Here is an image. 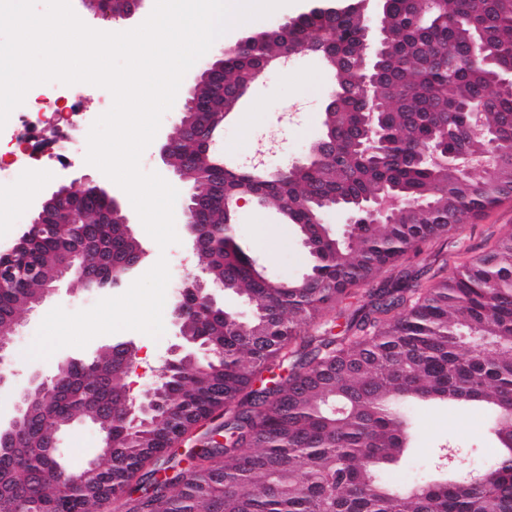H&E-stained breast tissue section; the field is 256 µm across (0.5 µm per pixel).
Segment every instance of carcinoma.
I'll use <instances>...</instances> for the list:
<instances>
[{
  "instance_id": "1",
  "label": "carcinoma",
  "mask_w": 512,
  "mask_h": 512,
  "mask_svg": "<svg viewBox=\"0 0 512 512\" xmlns=\"http://www.w3.org/2000/svg\"><path fill=\"white\" fill-rule=\"evenodd\" d=\"M360 24L338 5L224 56L202 93L211 110L231 114L247 99L234 88L285 45L327 43L341 64L342 95L325 123L336 153L282 175L227 162L211 183L178 175L203 198V229L227 243L197 264L248 303L249 317L180 297L185 331L213 355L170 371L168 409L135 434L123 417L126 343L69 359L49 381L54 399L0 452V512H102L114 501L124 512H512V232L431 284L401 267L512 193V90L493 79L512 73V0H443L434 12L424 0H392L380 25L396 49L378 81L389 146L376 157L352 150L368 140L360 113L371 107L356 71ZM458 156L484 176L444 163ZM246 191L310 240L307 277H271L237 242L238 214L224 199ZM386 191L399 197L389 224L338 234L309 222L316 195L352 205ZM71 205L94 224L90 260L102 265L78 288L125 286L141 264L139 241L107 223V203L85 189L72 191ZM70 234L25 230L27 264L62 272ZM39 293L37 282L5 281L0 325L16 323ZM338 311L347 317L336 334ZM427 402L486 410L496 447L483 480H467L450 447L436 457L452 478H395L414 437L411 407ZM98 411L110 417L112 448L95 477L65 494L66 474L81 465L51 438Z\"/></svg>"
}]
</instances>
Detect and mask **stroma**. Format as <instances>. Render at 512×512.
I'll list each match as a JSON object with an SVG mask.
<instances>
[{
	"mask_svg": "<svg viewBox=\"0 0 512 512\" xmlns=\"http://www.w3.org/2000/svg\"><path fill=\"white\" fill-rule=\"evenodd\" d=\"M332 87L331 73L320 61L309 56L294 57L290 64L270 72L255 84L245 105L225 124L222 144L227 149V157L239 167L270 168L282 166L301 155L320 132L323 102ZM43 137V152L31 160L32 167L39 170L38 192L42 195L61 181L56 177V157L66 146L53 119H46ZM62 181L76 189L92 183L103 184L118 198L128 216L136 214L128 203L127 194L106 179L98 168L87 164L84 154L71 155L67 176ZM132 230L145 251L142 270H149L162 257L166 258L170 271L184 275L194 270L190 238L184 224L175 226L178 243L164 249L159 248L142 224H133ZM511 232L512 197L509 196L477 220L463 225L454 236L432 242L426 261L420 265L422 281L431 280L442 266L454 267L465 258L481 254ZM237 237L239 244L265 266L269 276L291 279L307 269L308 254L299 237L290 225L280 223L271 210L254 204L242 208ZM94 304V297L76 290L47 300L23 317L21 329L12 336L18 351L9 357L10 382L0 388L1 416L10 414L17 395L27 386L34 372H50L60 361L76 353L75 348L64 347L46 359L25 358L23 351L32 344L46 314L58 306L77 312L90 309ZM162 318L165 331L160 338L154 339L133 330L118 334L119 339L133 341L139 351L137 367L128 379L133 393H142L158 380L168 351L177 341L172 302H165ZM484 418L483 409L477 407L464 414L446 404L417 408L414 414L417 434L404 476L429 468L434 448L446 442L465 448L460 463L462 469L484 466L494 448L490 432L479 426Z\"/></svg>",
	"mask_w": 512,
	"mask_h": 512,
	"instance_id": "35a3bbf8",
	"label": "stroma"
}]
</instances>
